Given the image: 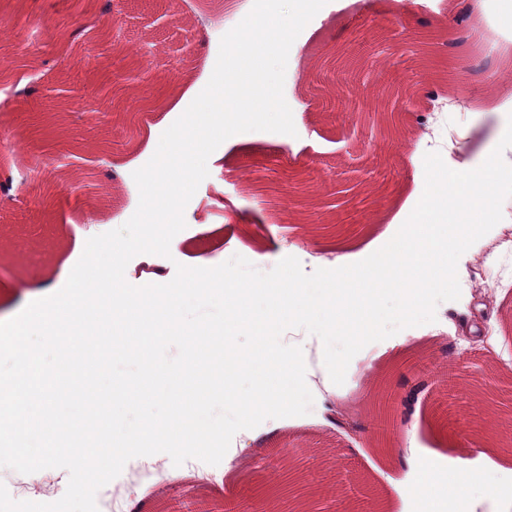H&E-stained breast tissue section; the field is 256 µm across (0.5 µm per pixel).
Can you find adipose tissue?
<instances>
[{"instance_id":"ef3b65f1","label":"adipose tissue","mask_w":512,"mask_h":512,"mask_svg":"<svg viewBox=\"0 0 512 512\" xmlns=\"http://www.w3.org/2000/svg\"><path fill=\"white\" fill-rule=\"evenodd\" d=\"M463 480L481 485L488 493L494 490L492 484L486 483L484 470L466 460L452 473L435 469L421 471L407 482L403 493L411 499L413 512H436V503L454 496Z\"/></svg>"}]
</instances>
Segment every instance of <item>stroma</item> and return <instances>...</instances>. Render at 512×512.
<instances>
[{"label": "stroma", "instance_id": "1", "mask_svg": "<svg viewBox=\"0 0 512 512\" xmlns=\"http://www.w3.org/2000/svg\"><path fill=\"white\" fill-rule=\"evenodd\" d=\"M329 16L296 48L306 66L287 70L284 96L303 107L300 150L272 133H244L215 150L209 175L184 210L171 241L174 262L202 257L214 267L234 255L267 272L284 257L315 251L365 258L380 217L395 215L416 189L421 117L445 132L453 117L463 148L481 161L504 135L503 96L512 88L501 54L472 50L467 19L435 12L431 0H335ZM112 11L82 0H0V317L27 278L50 274L74 240L121 227L137 209L134 179L107 182L111 161H126L144 142L154 113L141 110L155 82L205 84L226 25L225 0H111ZM96 25L75 43L78 18ZM443 75L444 97L466 112L432 114L426 72ZM58 113L49 142L28 134L35 109ZM111 146V161L99 153ZM55 167L37 177L39 162ZM499 279H471L458 300L440 303L435 322L408 327L364 347L345 382L315 394L309 414L265 420L239 431L219 465L194 470L153 455L160 471L128 461L108 483L121 508L133 495L166 502L172 512H286L259 478L283 479L288 465L305 476L310 497L295 512H411L399 489L416 471L480 465L494 444L512 455V417L482 427L484 401L502 395L512 408V257ZM269 434L267 445L253 442ZM497 490L463 487L448 512H512V473L490 474Z\"/></svg>", "mask_w": 512, "mask_h": 512}]
</instances>
